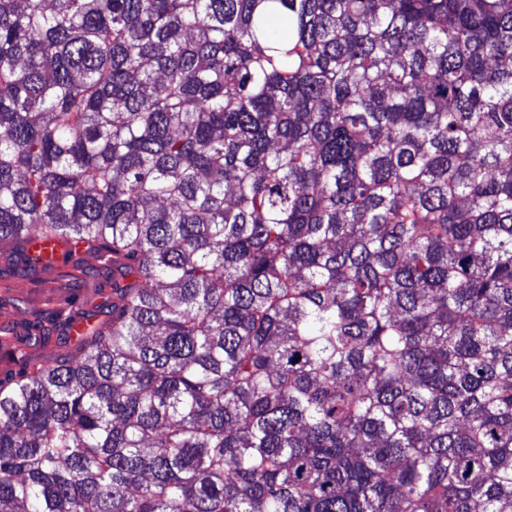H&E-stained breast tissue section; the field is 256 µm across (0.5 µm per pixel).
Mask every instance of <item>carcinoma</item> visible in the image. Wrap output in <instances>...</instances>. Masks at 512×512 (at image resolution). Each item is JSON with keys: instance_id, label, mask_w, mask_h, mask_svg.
<instances>
[{"instance_id": "obj_1", "label": "carcinoma", "mask_w": 512, "mask_h": 512, "mask_svg": "<svg viewBox=\"0 0 512 512\" xmlns=\"http://www.w3.org/2000/svg\"><path fill=\"white\" fill-rule=\"evenodd\" d=\"M0 512H512V0H0ZM81 270V269H80ZM60 273L55 274V288H47L44 274H34L28 277L14 276L9 272L0 274V328L8 327L7 318H21V314L13 308L15 303L30 319L38 317L46 319L51 313L57 311L68 312L71 309L85 308L99 304L104 298L93 296L87 289L95 281L104 282L105 275L98 270V263L91 261L83 271L74 270L71 264H59ZM10 285L15 288H10ZM28 285V288L26 286ZM3 317V323H2Z\"/></svg>"}]
</instances>
